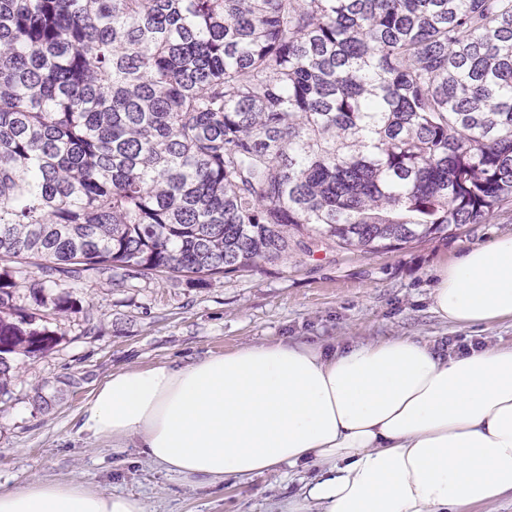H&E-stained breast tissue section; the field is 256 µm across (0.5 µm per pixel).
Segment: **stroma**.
Instances as JSON below:
<instances>
[{"mask_svg": "<svg viewBox=\"0 0 512 512\" xmlns=\"http://www.w3.org/2000/svg\"><path fill=\"white\" fill-rule=\"evenodd\" d=\"M505 234H512V211L397 251L321 250L216 280L157 273L123 288L111 287L105 274L76 283L7 264L17 283L15 304L38 309L57 343L43 356L11 358V378L0 393V489L30 479H80L97 491L135 494L147 512H280L316 468L191 486L148 463L137 449L89 447L76 432L75 417L114 370L199 359L268 340L328 350L402 336L438 348L451 339L512 345L511 321L452 326L430 301L442 265ZM39 296L45 307H37ZM58 297L69 299L71 310H53Z\"/></svg>", "mask_w": 512, "mask_h": 512, "instance_id": "stroma-1", "label": "stroma"}]
</instances>
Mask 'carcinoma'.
I'll use <instances>...</instances> for the list:
<instances>
[{"label": "carcinoma", "instance_id": "obj_1", "mask_svg": "<svg viewBox=\"0 0 512 512\" xmlns=\"http://www.w3.org/2000/svg\"><path fill=\"white\" fill-rule=\"evenodd\" d=\"M512 208V0H0V261L122 288ZM0 274V385L54 333Z\"/></svg>", "mask_w": 512, "mask_h": 512}]
</instances>
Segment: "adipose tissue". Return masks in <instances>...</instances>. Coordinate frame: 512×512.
Here are the masks:
<instances>
[{
  "label": "adipose tissue",
  "instance_id": "1",
  "mask_svg": "<svg viewBox=\"0 0 512 512\" xmlns=\"http://www.w3.org/2000/svg\"><path fill=\"white\" fill-rule=\"evenodd\" d=\"M431 306L455 326L512 321V235L442 266ZM78 433L190 483L317 465L282 512H461L512 494V345L448 356L410 337L248 344L112 371ZM0 512H146L75 480L0 490Z\"/></svg>",
  "mask_w": 512,
  "mask_h": 512
}]
</instances>
